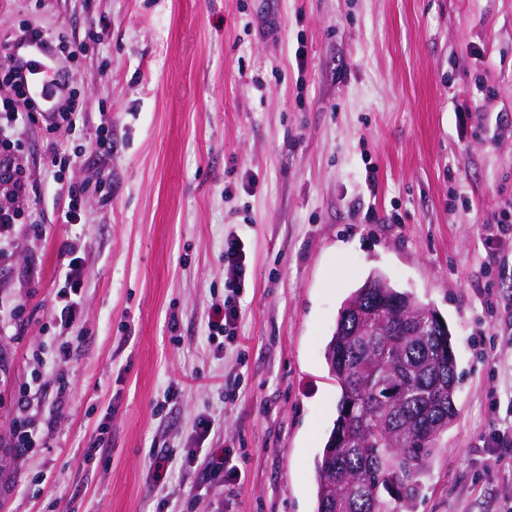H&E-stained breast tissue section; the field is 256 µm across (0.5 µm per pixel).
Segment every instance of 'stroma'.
<instances>
[{
    "mask_svg": "<svg viewBox=\"0 0 512 512\" xmlns=\"http://www.w3.org/2000/svg\"><path fill=\"white\" fill-rule=\"evenodd\" d=\"M23 25L66 37L79 109L6 146L29 202L0 239V512H317L324 351L375 272L443 317L460 376L406 512H512V470L486 468L512 438V237L490 230L512 224V0H0V71ZM231 233L248 275L213 336ZM35 379L56 424L19 454ZM187 448L230 450L241 480L196 495ZM77 258H71L67 264L62 263L60 275L64 278L61 288V309L59 318L61 323L69 325L77 320L80 312L82 269L76 262Z\"/></svg>",
    "mask_w": 512,
    "mask_h": 512,
    "instance_id": "1",
    "label": "stroma"
}]
</instances>
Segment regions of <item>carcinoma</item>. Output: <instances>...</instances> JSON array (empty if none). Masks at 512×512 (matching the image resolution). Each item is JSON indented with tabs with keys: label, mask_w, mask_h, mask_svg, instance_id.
I'll use <instances>...</instances> for the list:
<instances>
[{
	"label": "carcinoma",
	"mask_w": 512,
	"mask_h": 512,
	"mask_svg": "<svg viewBox=\"0 0 512 512\" xmlns=\"http://www.w3.org/2000/svg\"><path fill=\"white\" fill-rule=\"evenodd\" d=\"M451 336L412 294L356 289L325 349L341 397L316 461L317 512H396L411 501L438 437L456 416ZM411 482L393 496L392 483Z\"/></svg>",
	"instance_id": "1"
}]
</instances>
